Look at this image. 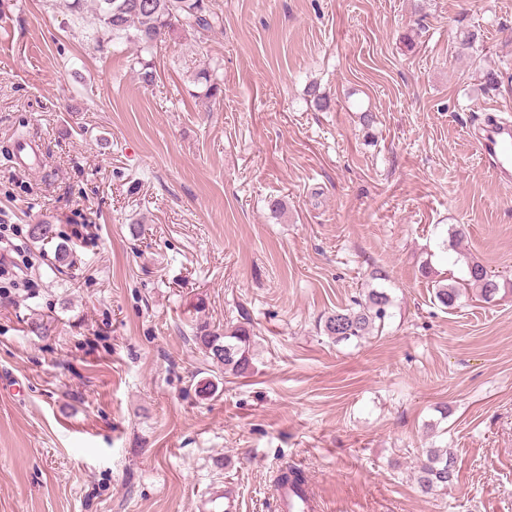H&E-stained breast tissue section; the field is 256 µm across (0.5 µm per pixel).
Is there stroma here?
I'll return each instance as SVG.
<instances>
[{
    "instance_id": "stroma-1",
    "label": "stroma",
    "mask_w": 512,
    "mask_h": 512,
    "mask_svg": "<svg viewBox=\"0 0 512 512\" xmlns=\"http://www.w3.org/2000/svg\"><path fill=\"white\" fill-rule=\"evenodd\" d=\"M211 3L220 29L151 53L96 45L90 2L0 10V224L39 283L0 290V512H224L228 489L275 512L287 465L321 512H512V190L465 134L512 118V0ZM471 261L496 301L434 303ZM370 288L383 332L332 342L320 317ZM200 323L250 328L253 370L224 374ZM444 446L458 477L424 494L412 465Z\"/></svg>"
}]
</instances>
